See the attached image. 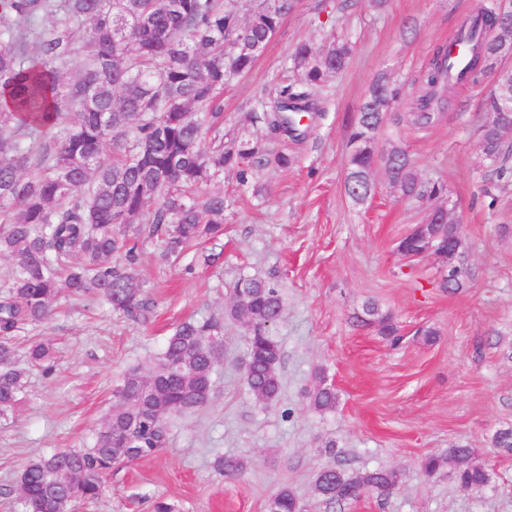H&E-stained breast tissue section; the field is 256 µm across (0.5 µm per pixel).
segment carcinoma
Wrapping results in <instances>:
<instances>
[{
	"instance_id": "1",
	"label": "carcinoma",
	"mask_w": 512,
	"mask_h": 512,
	"mask_svg": "<svg viewBox=\"0 0 512 512\" xmlns=\"http://www.w3.org/2000/svg\"><path fill=\"white\" fill-rule=\"evenodd\" d=\"M294 6V0H253L243 17L238 0H0V256L11 262L0 292V416L25 387L26 371L15 362L17 332L46 320L64 295L99 298L128 317L145 316L149 299L128 267L139 238L156 236L164 255L179 256L223 231L224 193L211 185L224 170L237 171L245 183L257 168L292 164L261 136L224 141L223 112L224 85L254 68ZM498 10L483 3L471 15L468 60L457 76L446 48L434 51L402 117L407 125L434 127L447 91L483 74H494L499 94L512 98V68L500 66L512 57V20L499 18ZM351 54V44L338 35L319 46L298 44L293 61L299 77L281 86L264 110L269 128L300 137L305 114L317 111V93ZM77 55L86 63L68 80L58 65ZM396 96L382 75L361 104L349 134L345 194L365 203L380 164L398 198L435 209L448 198L447 184L421 181L403 148L378 147ZM503 127L492 116L479 138L483 157L494 161L488 176L500 185L512 179ZM106 148L110 162L101 158ZM436 231L463 252L460 228L441 224ZM283 305L278 289L242 277L225 309L230 319L251 322L248 346L256 356L246 383L265 404L281 391L282 350L271 327ZM364 313L357 322L374 320L381 334H396L390 314L374 304ZM223 330L212 318L184 321L147 367L127 370L91 446L29 460L20 478L21 512H74L77 503L102 495L114 465L166 447L172 420L211 400L223 357L211 337ZM53 353L50 340L37 339L28 359L48 374ZM308 398L319 411L336 405V393L324 383ZM492 447L511 456L512 428L498 431ZM473 456V449L458 446L424 458L421 469L432 476L453 463L461 488L478 492L490 475ZM213 468L237 476L246 461L219 455ZM398 483L395 470L351 473L338 466L321 470L314 490L334 508L355 498L357 484L387 496ZM269 512H301V505L285 485L272 496Z\"/></svg>"
}]
</instances>
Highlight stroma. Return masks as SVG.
<instances>
[{
    "label": "stroma",
    "instance_id": "stroma-1",
    "mask_svg": "<svg viewBox=\"0 0 512 512\" xmlns=\"http://www.w3.org/2000/svg\"><path fill=\"white\" fill-rule=\"evenodd\" d=\"M480 0H296L266 54L224 92V136L248 131L288 150V169L257 170L247 183L225 172L222 234L180 256L162 257L145 239L132 266L153 307L134 322L90 297H66L41 326L19 333L16 360L30 339L54 344V369L30 368L25 392L0 418V512H19L14 492L29 459L86 446L101 427L112 390L131 366L157 357L166 336L187 319L224 322V359L210 403L178 418L153 456L116 465L104 495L78 512H267L289 486L304 512H326L314 492L317 472L386 468L400 480L392 494H367L341 512H512V456L492 439L512 428V184L484 192L486 168L477 126L495 88L493 75L457 86L427 131L391 122L380 147L397 144L422 178L441 179L458 203L472 278L451 292L436 263L403 259L396 246L420 211L375 173V196L350 201L343 190L347 135L379 74L399 91L392 114L409 111L433 51L457 35ZM346 34L353 53L319 92L304 139L269 132L258 113L276 97L297 43L318 45ZM510 234H503V227ZM268 282L284 297L272 332L282 346L281 392L269 405L251 396L242 363L246 326L224 308L240 277ZM391 313L397 338L360 326L366 303ZM433 339H426V332ZM336 406L313 410L316 375ZM457 445L473 448L491 475L480 492L461 489L455 465L425 476L422 460ZM242 456L241 475L216 473V455Z\"/></svg>",
    "mask_w": 512,
    "mask_h": 512
}]
</instances>
